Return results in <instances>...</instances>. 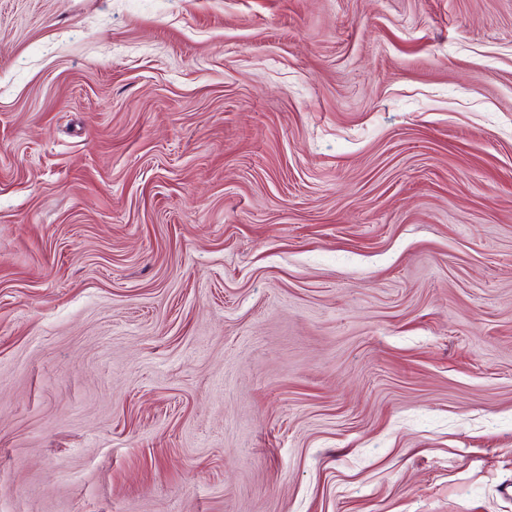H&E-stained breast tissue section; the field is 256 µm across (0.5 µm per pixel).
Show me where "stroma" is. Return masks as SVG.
Listing matches in <instances>:
<instances>
[{
    "mask_svg": "<svg viewBox=\"0 0 512 512\" xmlns=\"http://www.w3.org/2000/svg\"><path fill=\"white\" fill-rule=\"evenodd\" d=\"M0 512H512V0H0Z\"/></svg>",
    "mask_w": 512,
    "mask_h": 512,
    "instance_id": "35a3bbf8",
    "label": "stroma"
}]
</instances>
